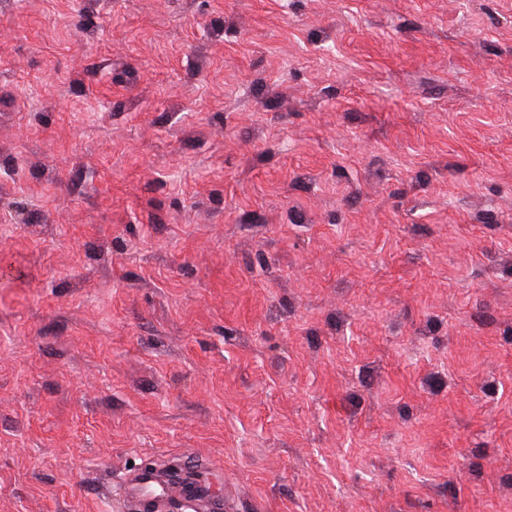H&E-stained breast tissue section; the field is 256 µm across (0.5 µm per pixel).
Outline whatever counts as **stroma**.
Listing matches in <instances>:
<instances>
[{
    "mask_svg": "<svg viewBox=\"0 0 512 512\" xmlns=\"http://www.w3.org/2000/svg\"><path fill=\"white\" fill-rule=\"evenodd\" d=\"M512 512V0H0V512ZM127 496L132 504L138 502L139 510L146 501L155 503L157 512H167L172 508L173 498L184 496L182 508L189 512H223L231 510V502L216 498L209 486L202 482L191 470L164 474L153 467L134 471L126 481ZM153 495L148 497L147 494ZM190 497V498H187Z\"/></svg>",
    "mask_w": 512,
    "mask_h": 512,
    "instance_id": "stroma-1",
    "label": "stroma"
}]
</instances>
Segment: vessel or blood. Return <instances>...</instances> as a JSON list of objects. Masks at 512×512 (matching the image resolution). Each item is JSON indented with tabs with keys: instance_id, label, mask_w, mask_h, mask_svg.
I'll return each mask as SVG.
<instances>
[{
	"instance_id": "vessel-or-blood-1",
	"label": "vessel or blood",
	"mask_w": 512,
	"mask_h": 512,
	"mask_svg": "<svg viewBox=\"0 0 512 512\" xmlns=\"http://www.w3.org/2000/svg\"><path fill=\"white\" fill-rule=\"evenodd\" d=\"M131 502L153 501L157 512H169L174 497H184L188 512H224L223 499L215 497L209 486L190 470L162 473L146 467L134 471L126 481Z\"/></svg>"
}]
</instances>
